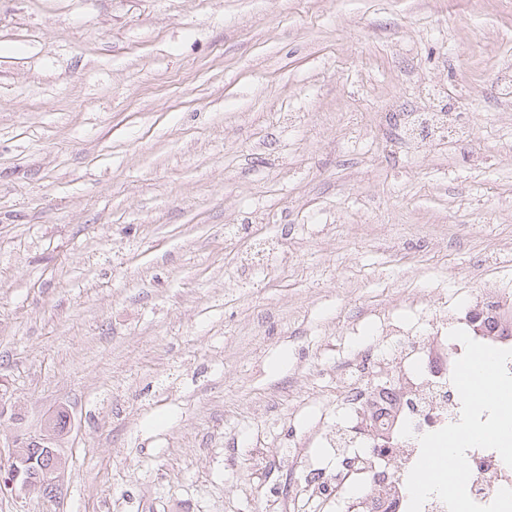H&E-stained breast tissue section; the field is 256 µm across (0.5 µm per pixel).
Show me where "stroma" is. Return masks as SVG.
Returning <instances> with one entry per match:
<instances>
[{"label": "stroma", "mask_w": 512, "mask_h": 512, "mask_svg": "<svg viewBox=\"0 0 512 512\" xmlns=\"http://www.w3.org/2000/svg\"><path fill=\"white\" fill-rule=\"evenodd\" d=\"M511 67L512 0H0V454L70 415L0 512H313L381 319L512 295ZM457 125L458 117L452 111L409 112L404 117V134L417 153H425L433 142L445 138V134H458ZM61 436L53 429L52 416L43 420L41 427L33 434H27L15 444L7 467L0 466V494L15 493L18 489L40 490L56 486L66 470L65 458L55 449L60 447ZM40 448L50 464L42 469L30 468L29 451Z\"/></svg>", "instance_id": "obj_1"}]
</instances>
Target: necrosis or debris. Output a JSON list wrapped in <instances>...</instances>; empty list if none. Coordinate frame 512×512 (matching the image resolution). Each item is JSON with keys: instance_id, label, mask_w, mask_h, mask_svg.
Listing matches in <instances>:
<instances>
[{"instance_id": "necrosis-or-debris-1", "label": "necrosis or debris", "mask_w": 512, "mask_h": 512, "mask_svg": "<svg viewBox=\"0 0 512 512\" xmlns=\"http://www.w3.org/2000/svg\"><path fill=\"white\" fill-rule=\"evenodd\" d=\"M456 113L411 112L404 117L407 142L423 153L447 133L455 132ZM486 319L474 326L467 313L445 311L433 319L429 331L404 333V348H396L388 333H381L378 346L392 364L393 383L376 390L354 389L349 404L355 421L350 438H337L340 448L353 456L335 482L320 480L311 498L330 503L346 502L351 512H407L406 479L420 455L418 438L458 421L460 396L451 377L464 346L450 339L453 329L466 331L474 340L497 348L512 349V336L499 335L496 322L512 319V301L496 292H486L477 304ZM471 469L467 490L478 504H489L497 491L512 488V467L490 449L467 453Z\"/></svg>"}]
</instances>
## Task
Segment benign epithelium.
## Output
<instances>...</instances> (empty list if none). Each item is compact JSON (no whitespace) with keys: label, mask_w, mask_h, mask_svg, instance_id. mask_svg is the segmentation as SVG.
I'll return each instance as SVG.
<instances>
[{"label":"benign epithelium","mask_w":512,"mask_h":512,"mask_svg":"<svg viewBox=\"0 0 512 512\" xmlns=\"http://www.w3.org/2000/svg\"><path fill=\"white\" fill-rule=\"evenodd\" d=\"M61 437L53 429L52 417L43 420L41 427L15 444L8 466H0V494L13 493L19 489L40 490L56 486L66 470V460L57 451ZM40 448L50 464L42 469H32L29 451Z\"/></svg>","instance_id":"benign-epithelium-1"}]
</instances>
